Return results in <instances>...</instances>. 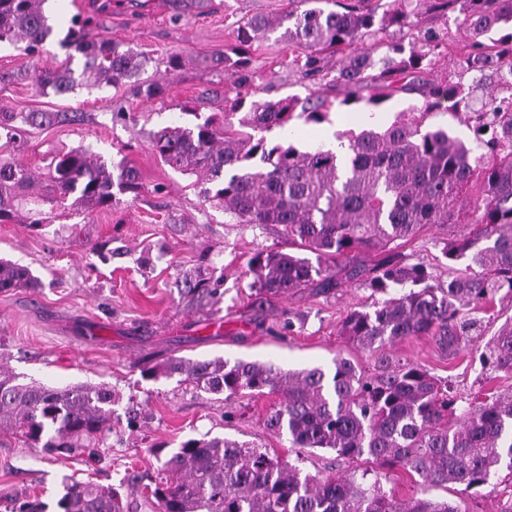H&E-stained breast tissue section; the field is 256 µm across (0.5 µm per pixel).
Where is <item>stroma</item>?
I'll use <instances>...</instances> for the list:
<instances>
[{
	"instance_id": "35a3bbf8",
	"label": "stroma",
	"mask_w": 512,
	"mask_h": 512,
	"mask_svg": "<svg viewBox=\"0 0 512 512\" xmlns=\"http://www.w3.org/2000/svg\"><path fill=\"white\" fill-rule=\"evenodd\" d=\"M54 39L45 53L30 58L0 46V71H34L69 66L82 74L83 57L61 46L72 17L91 18L89 37L127 43L151 57L145 79L165 94L146 99L129 87L80 86L69 95H38L29 82L0 84V111L60 112L67 122L22 127L15 138L0 136V160L17 161L47 174L53 154L84 147L111 165L139 173L137 192H117L111 209L57 217L41 231L0 224V259L28 267L41 285L0 292V365L20 381L54 388L105 384L119 394L102 442L54 455L18 436L0 433V512L8 496L36 498L46 512L58 505L70 480L93 481L118 489L129 512H152L130 488L140 474L156 476L164 459L156 448L172 451L189 438L220 436L251 443L286 458L302 472L338 476L355 468L334 451H297L272 436L265 420L278 398L205 393L179 377L146 379L143 368L170 357L206 360L221 357L271 363L298 371L332 370L336 356L369 370L373 355L348 343L339 330L353 309H370L374 298L359 283L324 294L305 288L270 297L258 294L249 260L260 250L287 249L279 226L234 223L223 208L207 201L193 177L175 172L152 149L153 132L168 125L192 126L217 114L231 84L224 69L206 64L213 53L234 45L236 27L254 15L277 18L288 0H52ZM186 63L170 69V53ZM251 68L263 99L306 97L313 91L342 99L325 78L305 79L288 67V47L279 32L253 42ZM359 109L333 107L327 122L295 121L291 143L307 149L328 133L358 129ZM461 225L427 228L403 244L406 263L427 266L435 280L442 239ZM111 241L112 258L101 261L95 248ZM206 278L218 296L188 294L189 282ZM221 332H207L215 316ZM395 356L424 366L447 380L461 396L512 388V378L487 380L474 348L442 349L427 336L398 343ZM512 495V471L500 470L493 484L449 489L470 512H500Z\"/></svg>"
}]
</instances>
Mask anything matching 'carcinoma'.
Returning <instances> with one entry per match:
<instances>
[{
	"label": "carcinoma",
	"instance_id": "carcinoma-1",
	"mask_svg": "<svg viewBox=\"0 0 512 512\" xmlns=\"http://www.w3.org/2000/svg\"><path fill=\"white\" fill-rule=\"evenodd\" d=\"M48 0H0V43L30 57L46 48L54 29ZM277 21L255 15L239 25V46L215 64L236 90L225 100L224 123L208 118L193 128L170 125L154 132L153 150L163 163L205 186L207 199L239 224L281 227L288 243L316 261L281 250L260 251L251 261L259 291L279 296L298 288L334 291L359 278L361 253L441 224L473 228L443 242L451 275L435 282L421 265L385 257L361 286L382 295L371 311L349 312L341 326L348 341L376 355L371 372L338 356L334 368L285 372L271 364L222 358H171L146 368L147 379L184 377L194 389L232 400L245 391L278 394L266 427L293 448H321L349 460L399 468L425 487L489 483L512 470V389L457 405L448 386L420 365L390 354L399 341L430 336L445 345L471 343L473 323L459 318L482 309L500 291L512 295V0H292ZM463 26L466 51L453 57L486 90L473 109L472 91L446 81H424L451 55L448 29L425 25L437 14ZM412 31L408 44L371 41L375 26ZM75 20L60 41L85 58L86 82L130 85L148 99L163 97L139 75L150 59L110 40H90ZM295 52L289 66L304 78L320 75L332 60V82L343 89L339 105L360 103L377 111L397 92L422 98L390 124L370 127L340 142L338 155L320 148L300 151L267 140L292 119L320 124L333 102L317 96L248 100L254 79L246 47L278 28ZM501 31L498 38L490 33ZM29 80L39 93L66 95L78 86L68 67L0 72V83ZM448 109L472 131L469 145L428 119ZM51 112L0 113V131L11 138L18 125H42ZM138 188L131 166L113 175L106 161L78 147L55 154L38 181L23 164L0 161V224L32 230L47 223L43 206L73 198L78 212L112 209V188ZM23 266L0 261V291L36 288ZM481 365L512 377V323L476 346ZM117 395L105 385L51 388L22 383L0 367V431L7 429L51 454H64L109 430ZM370 471L341 476L304 474L267 450L224 437L192 438L164 463L163 476L143 487L155 512H464L448 499H400L387 494ZM11 512H45L36 499L9 497ZM63 512H123L117 492L90 482L65 486Z\"/></svg>",
	"mask_w": 512,
	"mask_h": 512
}]
</instances>
